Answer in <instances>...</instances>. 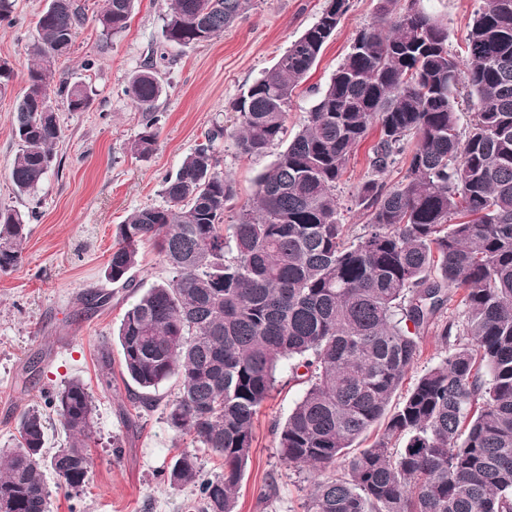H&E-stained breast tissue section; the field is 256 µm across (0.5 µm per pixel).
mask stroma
I'll return each instance as SVG.
<instances>
[{
    "mask_svg": "<svg viewBox=\"0 0 512 512\" xmlns=\"http://www.w3.org/2000/svg\"><path fill=\"white\" fill-rule=\"evenodd\" d=\"M325 3L254 0L243 21L190 48L163 39L169 0H136L126 29L108 39L95 22H86L70 54L58 60L55 77L86 85L91 102L82 112L61 111L57 162L33 197L15 195L10 181L16 152L12 110L26 89L23 78H16L0 98V207L25 214L30 229L20 265L0 273V456L15 446L20 413L44 408L47 394L69 380L81 379L94 405L87 481L79 492H68L58 488L54 474H47L50 512H186L192 486L171 489L158 479L176 454L194 447L191 436L177 434L167 422L166 403L177 391L175 381L163 384L160 403L145 409L134 407L133 387L120 380L108 386L101 377V355L118 357L117 328L135 299L105 277L115 230L131 213L163 204L164 178L216 122L227 129L218 169L235 181L238 191L226 206L224 221H237L255 177L275 154L239 152L231 106L317 19ZM45 5L46 0H15L16 24L0 23V60L19 73L32 59L35 21ZM380 5V0H352L288 109L289 131L302 126L315 90L329 81L358 31L383 23ZM480 5V0L418 2L447 26L448 50L461 59L467 56L466 34ZM156 51L166 55L160 68L159 137L153 154L141 159L131 153L130 143L141 130L142 115L125 88L130 75ZM379 137V127L371 126L336 188L339 219L355 235L362 233L366 218L354 194L370 175L369 156ZM92 291L111 293V304L88 305L85 296ZM305 388L288 364L278 366L272 397L255 424L237 512H303L314 475L281 460L274 427ZM271 482L277 495L268 500L264 492Z\"/></svg>",
    "mask_w": 512,
    "mask_h": 512,
    "instance_id": "obj_1",
    "label": "stroma"
}]
</instances>
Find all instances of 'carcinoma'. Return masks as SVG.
I'll list each match as a JSON object with an SVG mask.
<instances>
[{
	"mask_svg": "<svg viewBox=\"0 0 512 512\" xmlns=\"http://www.w3.org/2000/svg\"><path fill=\"white\" fill-rule=\"evenodd\" d=\"M382 0L391 31L357 35L305 124L284 141L288 106L350 0H327L319 18L233 104L236 146L260 156L285 144L256 178L234 224L224 207L235 182L218 171L224 126L163 181L165 204L133 212L116 228L105 276L138 294L117 330L120 374L150 408L175 377L167 421L223 460L201 475L196 453L173 457L162 481L194 488L196 512H236L277 363L306 369L307 388L277 425L281 459L318 479L304 512H512V0H486L470 25L469 66L448 51V29L422 10ZM135 0H104L93 20L105 37L122 32ZM253 0H170L163 37L192 47L234 26ZM88 21L79 0H49L36 25L35 60L14 107V192L33 196L62 138L61 105L82 112L86 87L51 85ZM164 59V56H159ZM157 59V60H159ZM157 60L134 72L127 95L144 112L130 150L147 157L158 137L163 93ZM472 106L467 133L459 101ZM380 137L371 177L355 201L364 233L340 223L336 185L373 124ZM405 174L386 182L396 157ZM25 216L0 208V273L22 260ZM150 242L172 274L136 279ZM462 319H445L453 299ZM431 328L446 354L397 396ZM68 443L46 450V419L18 418L15 448L0 459V496L13 512H49L45 470L78 490L91 469L94 406L84 383L47 400ZM380 429L374 443L360 447ZM338 478L325 475L336 462Z\"/></svg>",
	"mask_w": 512,
	"mask_h": 512,
	"instance_id": "1",
	"label": "carcinoma"
}]
</instances>
